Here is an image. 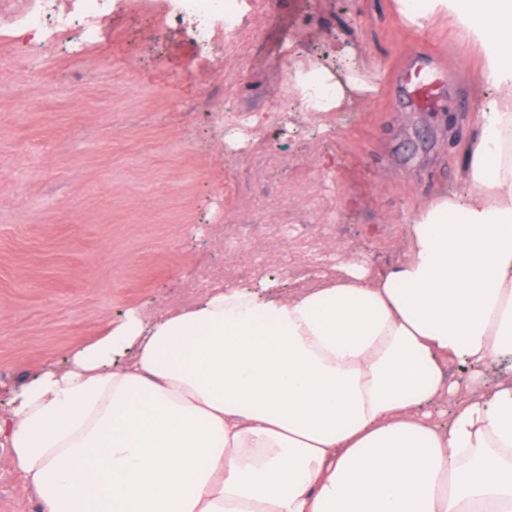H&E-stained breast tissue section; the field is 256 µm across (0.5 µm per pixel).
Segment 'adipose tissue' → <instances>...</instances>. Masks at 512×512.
Instances as JSON below:
<instances>
[{"label": "adipose tissue", "instance_id": "1", "mask_svg": "<svg viewBox=\"0 0 512 512\" xmlns=\"http://www.w3.org/2000/svg\"><path fill=\"white\" fill-rule=\"evenodd\" d=\"M395 3L453 15L498 93L468 192L414 211L400 266L215 288L35 376L0 439L44 512H512V0ZM293 86L322 112L345 98L319 68Z\"/></svg>", "mask_w": 512, "mask_h": 512}]
</instances>
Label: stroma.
Here are the masks:
<instances>
[{
	"label": "stroma",
	"instance_id": "1",
	"mask_svg": "<svg viewBox=\"0 0 512 512\" xmlns=\"http://www.w3.org/2000/svg\"><path fill=\"white\" fill-rule=\"evenodd\" d=\"M235 49L191 38L193 13L106 0L102 37L56 40L24 18L82 0H0V401L68 367L108 324L189 304L223 285L226 235L251 233L258 278L339 277L335 251L373 268L405 263L406 222L467 189L461 145L477 133V47L449 14L406 23L393 0H238ZM345 50L350 64L336 57ZM456 89L408 112L396 77L414 50ZM327 69L346 99L307 112L285 66ZM249 108L254 134H227ZM295 224L287 242L273 230ZM0 445V512L40 500Z\"/></svg>",
	"mask_w": 512,
	"mask_h": 512
}]
</instances>
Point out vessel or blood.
<instances>
[{
    "mask_svg": "<svg viewBox=\"0 0 512 512\" xmlns=\"http://www.w3.org/2000/svg\"><path fill=\"white\" fill-rule=\"evenodd\" d=\"M400 86L406 105L418 112L434 111L450 99L446 74L420 53L414 54L410 71Z\"/></svg>",
    "mask_w": 512,
    "mask_h": 512,
    "instance_id": "1",
    "label": "vessel or blood"
}]
</instances>
